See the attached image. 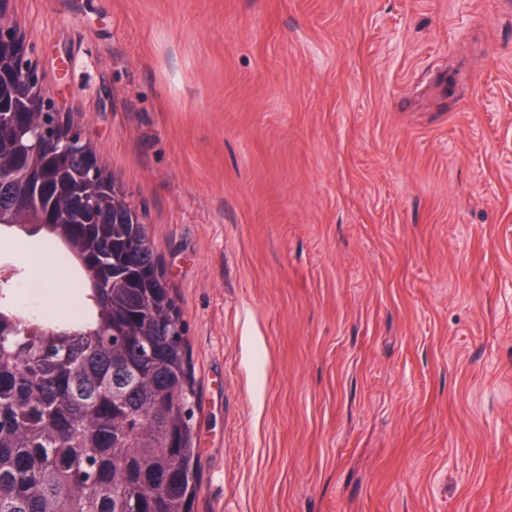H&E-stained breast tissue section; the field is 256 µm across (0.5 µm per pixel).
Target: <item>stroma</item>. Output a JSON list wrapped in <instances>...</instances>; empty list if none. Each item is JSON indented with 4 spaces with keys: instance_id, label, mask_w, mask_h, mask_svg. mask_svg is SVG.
<instances>
[{
    "instance_id": "35a3bbf8",
    "label": "stroma",
    "mask_w": 512,
    "mask_h": 512,
    "mask_svg": "<svg viewBox=\"0 0 512 512\" xmlns=\"http://www.w3.org/2000/svg\"><path fill=\"white\" fill-rule=\"evenodd\" d=\"M147 226L194 512H512V0H9Z\"/></svg>"
}]
</instances>
